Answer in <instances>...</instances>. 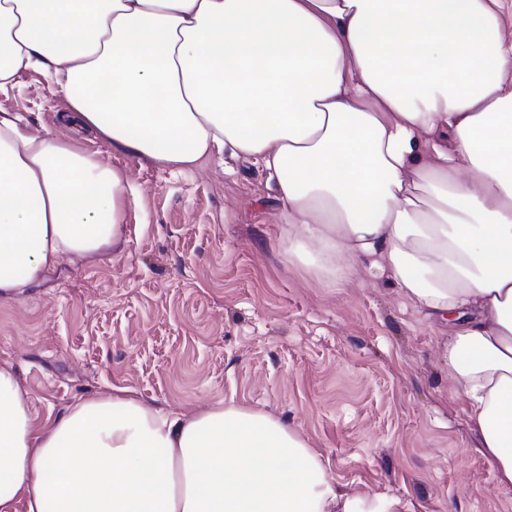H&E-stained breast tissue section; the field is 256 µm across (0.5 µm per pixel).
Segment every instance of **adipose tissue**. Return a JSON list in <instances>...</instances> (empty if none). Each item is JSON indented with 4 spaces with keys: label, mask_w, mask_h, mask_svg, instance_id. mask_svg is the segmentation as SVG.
<instances>
[{
    "label": "adipose tissue",
    "mask_w": 512,
    "mask_h": 512,
    "mask_svg": "<svg viewBox=\"0 0 512 512\" xmlns=\"http://www.w3.org/2000/svg\"><path fill=\"white\" fill-rule=\"evenodd\" d=\"M39 68L69 138L0 115V297L124 236L136 187L93 134L276 179L289 260L367 262L448 321L442 355L512 485V0H0V92ZM342 494L307 440L228 404L127 391L39 421L0 366V512H405Z\"/></svg>",
    "instance_id": "ef3b65f1"
}]
</instances>
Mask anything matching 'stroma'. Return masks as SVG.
I'll list each match as a JSON object with an SVG mask.
<instances>
[{"mask_svg":"<svg viewBox=\"0 0 512 512\" xmlns=\"http://www.w3.org/2000/svg\"><path fill=\"white\" fill-rule=\"evenodd\" d=\"M69 109L33 68L0 93V113L37 134H62ZM80 146L138 194L117 247L0 298V365L39 418L119 389L166 412L233 402L299 431L342 492L409 512H512V486L448 389L447 323L367 265L331 280L289 262L262 165L179 171L90 134Z\"/></svg>","mask_w":512,"mask_h":512,"instance_id":"stroma-1","label":"stroma"}]
</instances>
